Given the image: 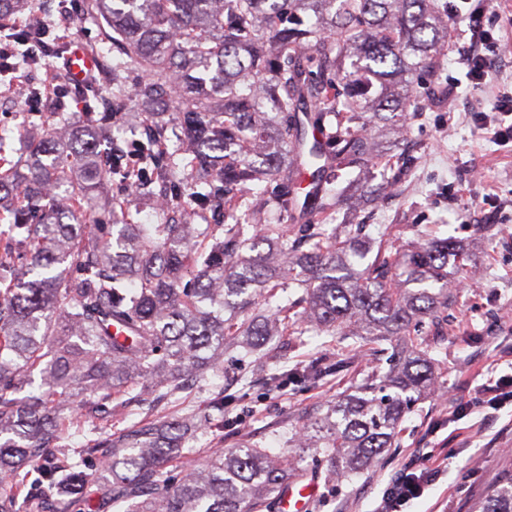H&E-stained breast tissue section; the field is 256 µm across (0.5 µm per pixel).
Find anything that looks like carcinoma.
I'll return each mask as SVG.
<instances>
[{"label":"carcinoma","mask_w":512,"mask_h":512,"mask_svg":"<svg viewBox=\"0 0 512 512\" xmlns=\"http://www.w3.org/2000/svg\"><path fill=\"white\" fill-rule=\"evenodd\" d=\"M28 0H0V34L59 47L57 28L16 27ZM87 0L112 41V95L90 109L85 137L64 112L19 168L0 142V512H256L294 467L248 442L168 470L182 454L177 420L114 437L102 420L161 400L185 377L224 370L230 344L265 336L355 333L361 346L403 343L392 368L327 405L295 433L318 448L325 477L354 476L391 446L415 397L434 386L418 333L452 299V238L402 253L381 247L362 272L361 239L331 223L335 176L385 164L367 135L382 123L408 135V112L442 107L434 76L448 24L429 0ZM141 72L129 88L121 75ZM147 107L142 133L112 149L113 113ZM196 145L191 154L178 145ZM120 177L163 196L172 218L139 224L127 202L112 223L83 216L91 192ZM259 186L249 202L244 193ZM201 220L187 224V208ZM224 211L226 223L215 220ZM296 284L303 294L284 296ZM261 296L271 316L249 311ZM87 418L84 441L60 445ZM473 512H512V472Z\"/></svg>","instance_id":"cac0c4a2"}]
</instances>
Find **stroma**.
Wrapping results in <instances>:
<instances>
[{
  "label": "stroma",
  "instance_id": "stroma-1",
  "mask_svg": "<svg viewBox=\"0 0 512 512\" xmlns=\"http://www.w3.org/2000/svg\"><path fill=\"white\" fill-rule=\"evenodd\" d=\"M69 17L68 43H81L101 71L94 95L109 94L111 43L85 8ZM500 36L507 65L495 68L481 88L466 82L457 45L448 42L437 79L453 88L451 107L413 119L400 175L374 166L351 170L337 183L345 201L337 223L364 224L370 248L385 244L399 251L431 235L453 238L470 257L465 270H448L455 301L447 322L423 330L435 387L412 405L392 448L358 476L329 480L319 449L301 452L288 444L291 433L351 386L388 371L380 345L363 351L351 336L300 346L276 336L250 356L228 347L222 372L189 381L133 414L114 415L113 433L140 420L198 421L213 401L223 400L232 427L188 430L185 455L201 461L246 441L290 457L301 476L318 481L309 512H375L391 479L406 466H419L428 451L440 459L442 472L402 512H470L472 502L512 470V401L497 410L467 405L475 387L512 373V143L499 145L469 114L473 101L490 103L498 85L512 82V25ZM274 373L287 375V382L275 385Z\"/></svg>",
  "mask_w": 512,
  "mask_h": 512
}]
</instances>
